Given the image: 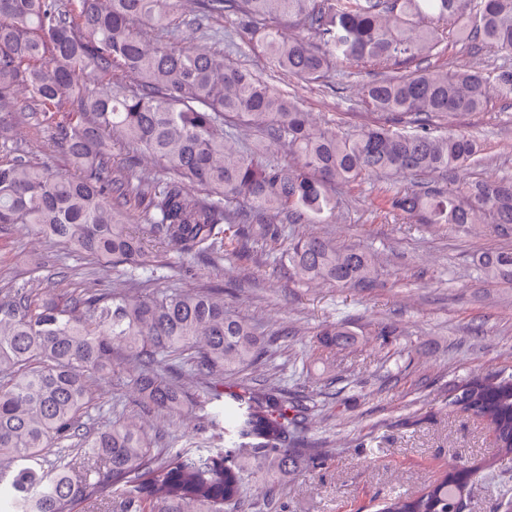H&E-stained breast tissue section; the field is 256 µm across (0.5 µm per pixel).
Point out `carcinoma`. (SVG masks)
Instances as JSON below:
<instances>
[{
  "label": "carcinoma",
  "mask_w": 512,
  "mask_h": 512,
  "mask_svg": "<svg viewBox=\"0 0 512 512\" xmlns=\"http://www.w3.org/2000/svg\"><path fill=\"white\" fill-rule=\"evenodd\" d=\"M178 0H0V112L21 101L52 133L77 174L19 156L0 160V229L20 224L81 255L130 271L156 263L145 234L190 255L236 254L247 238L276 244V225L324 224L335 215L338 183H377L390 212L448 227L512 225V180L474 178L479 142L462 130L436 135L458 116L487 110L491 95L512 104V68H438L448 40L512 54V0H205L209 14H240L255 46L279 73L321 81L340 65L374 71L362 88L375 119L351 135L316 124L296 94L206 47L176 40L187 20ZM149 24L164 35L148 37ZM413 63L406 70L402 65ZM234 117L268 143L288 145L294 164L269 167L224 133ZM136 162L145 154L164 176L136 180L112 167V139ZM448 178V188L419 181ZM240 212L230 209L237 202ZM138 215L143 231L129 223ZM288 278L369 288L373 254L318 235L280 253ZM486 280L512 284V249L476 259ZM320 341L347 345L343 323ZM128 351L141 413L194 406L184 385L162 373L186 359L191 376L224 398V378L256 363V328L214 288L54 293L17 288L0 298V481L11 512H238L247 486L264 499L307 461L326 453L301 447L312 407L276 387L239 385L223 406L224 444L159 448L128 416L101 431L83 418L94 382L114 373V349ZM448 407L483 422L494 452L487 469L512 461V372L448 385ZM470 502L469 484L443 471L418 494L399 493L382 512H453Z\"/></svg>",
  "instance_id": "1"
}]
</instances>
